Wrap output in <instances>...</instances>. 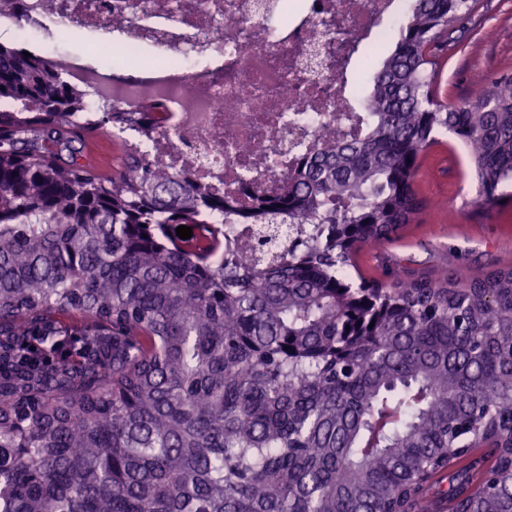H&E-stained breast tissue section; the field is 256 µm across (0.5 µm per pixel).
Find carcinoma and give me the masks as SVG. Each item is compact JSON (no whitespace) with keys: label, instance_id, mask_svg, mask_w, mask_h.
I'll list each match as a JSON object with an SVG mask.
<instances>
[{"label":"carcinoma","instance_id":"carcinoma-1","mask_svg":"<svg viewBox=\"0 0 512 512\" xmlns=\"http://www.w3.org/2000/svg\"><path fill=\"white\" fill-rule=\"evenodd\" d=\"M476 10L413 0L362 128L257 198L249 262L224 245L241 210L206 186L125 141L110 177L81 162L85 134L156 113L94 110L0 43V512H512V269L347 274L421 209L419 160L448 132L479 206L512 200V74L434 93ZM71 313L81 361L23 353Z\"/></svg>","mask_w":512,"mask_h":512}]
</instances>
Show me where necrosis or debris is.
<instances>
[{
    "mask_svg": "<svg viewBox=\"0 0 512 512\" xmlns=\"http://www.w3.org/2000/svg\"><path fill=\"white\" fill-rule=\"evenodd\" d=\"M410 0H0V30L95 107L155 111L120 135L166 171L253 209L278 191L280 150L349 134L367 100L356 64Z\"/></svg>",
    "mask_w": 512,
    "mask_h": 512,
    "instance_id": "necrosis-or-debris-1",
    "label": "necrosis or debris"
}]
</instances>
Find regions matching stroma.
<instances>
[{
  "mask_svg": "<svg viewBox=\"0 0 512 512\" xmlns=\"http://www.w3.org/2000/svg\"><path fill=\"white\" fill-rule=\"evenodd\" d=\"M479 9L455 53L439 71L434 91L443 103L479 94L493 71L512 72V0H478ZM445 136L420 161L414 189L420 211L391 238L353 258L351 277L389 281L460 269L472 278L512 268V204L480 208L471 176Z\"/></svg>",
  "mask_w": 512,
  "mask_h": 512,
  "instance_id": "35a3bbf8",
  "label": "stroma"
}]
</instances>
